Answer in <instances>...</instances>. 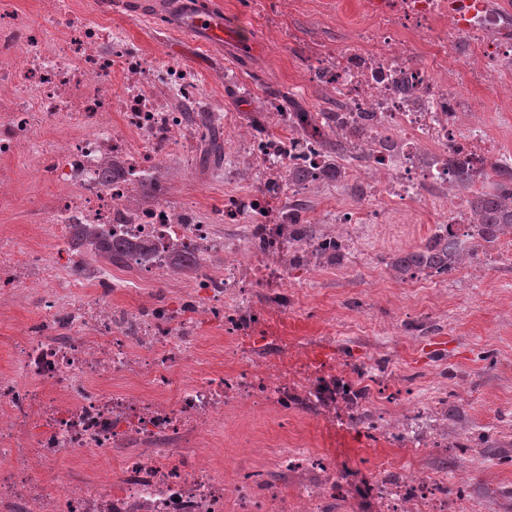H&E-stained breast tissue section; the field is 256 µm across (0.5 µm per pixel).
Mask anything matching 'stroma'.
I'll return each mask as SVG.
<instances>
[{"label":"stroma","mask_w":512,"mask_h":512,"mask_svg":"<svg viewBox=\"0 0 512 512\" xmlns=\"http://www.w3.org/2000/svg\"><path fill=\"white\" fill-rule=\"evenodd\" d=\"M104 16L114 32L136 43L157 63L176 61L198 74L202 93L213 108L226 112H258L268 90L292 93L306 111L333 107L324 88L299 91L302 66L288 40V19L271 26V11L248 9L243 0H211L223 9L236 43L252 44L243 54L235 46L196 45L163 24V0H111ZM472 111L463 124L479 122L494 136L505 156H512V120L502 104H512V86L498 94L475 90ZM207 142H197L192 161L173 160L167 168L172 201L190 203L210 224L221 221L225 184L219 170L205 167ZM18 189L0 205V234L32 240L27 198L34 189L22 165L14 167ZM384 224H343L337 233L351 239L352 249L336 265L294 269L287 314L263 321L265 336L286 338L299 362L329 369L362 365L391 373L386 396H411L423 402L452 394L460 418L456 431L486 436L489 442L512 441V262L479 256L459 266L447 282L432 278L399 279L389 267L394 255L424 243L441 215L422 203L405 207L382 201ZM444 339V351L428 345ZM299 436L313 448L340 454L353 464L373 467L421 466L448 491L466 482V500L504 504L512 487V461L493 451L469 458L458 449L409 448L376 443L343 429L318 427L312 417L296 420Z\"/></svg>","instance_id":"35a3bbf8"}]
</instances>
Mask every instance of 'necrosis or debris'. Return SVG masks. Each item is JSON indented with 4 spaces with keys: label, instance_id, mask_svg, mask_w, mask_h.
I'll return each mask as SVG.
<instances>
[{
    "label": "necrosis or debris",
    "instance_id": "1",
    "mask_svg": "<svg viewBox=\"0 0 512 512\" xmlns=\"http://www.w3.org/2000/svg\"><path fill=\"white\" fill-rule=\"evenodd\" d=\"M45 23L38 32L33 18L0 6V159L23 160L30 184L51 191L28 203L39 243L0 235V324L18 308L34 314L0 337L10 357L0 370V512H336L347 490L363 512H458L419 469L355 481L299 441L271 456L278 472H304L294 499L241 460L238 480L225 482L223 444L253 443L236 414L242 404L258 417L310 413L414 448H444L448 437L417 400L397 419L383 411L371 369L290 372L286 340L256 331L288 310L289 229L308 223L301 202L328 183L301 120L274 101L246 122L225 113L226 179L248 181L224 195L225 223L250 228L234 247L192 207L171 205L165 186L155 204L133 201L169 153L196 141L198 128L173 102H201L199 77L75 18L68 0H50ZM56 26L68 42L52 38ZM295 44L306 87L329 88L337 101L305 121L346 135L379 176L363 182L337 158V185L361 184L362 194L333 223H381L376 197L420 202L426 187H447L453 159L466 163L473 187L486 182L497 143L463 129L465 94L448 70L486 89L512 83V0H366L335 38ZM73 224L146 243L132 262L137 278L89 248L70 249ZM186 258L192 284L147 297L140 279L172 274ZM206 321L232 338L234 372L216 374L200 356Z\"/></svg>",
    "mask_w": 512,
    "mask_h": 512
}]
</instances>
